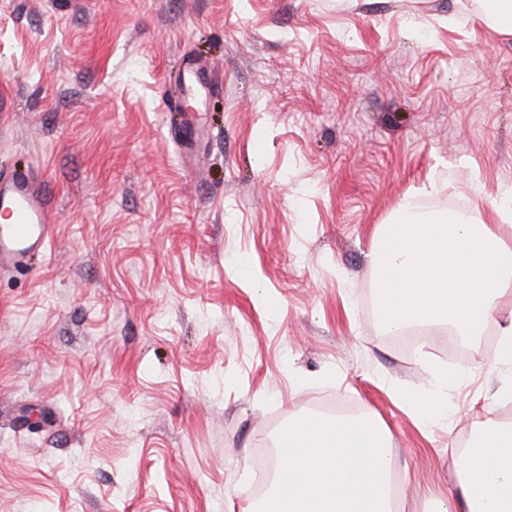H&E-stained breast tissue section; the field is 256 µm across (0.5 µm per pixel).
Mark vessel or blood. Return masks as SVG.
I'll use <instances>...</instances> for the list:
<instances>
[{
	"mask_svg": "<svg viewBox=\"0 0 512 512\" xmlns=\"http://www.w3.org/2000/svg\"><path fill=\"white\" fill-rule=\"evenodd\" d=\"M0 271L26 268L31 253L53 239V215L43 185L26 173L0 174Z\"/></svg>",
	"mask_w": 512,
	"mask_h": 512,
	"instance_id": "1",
	"label": "vessel or blood"
}]
</instances>
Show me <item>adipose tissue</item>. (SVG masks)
Returning <instances> with one entry per match:
<instances>
[{"label":"adipose tissue","instance_id":"adipose-tissue-1","mask_svg":"<svg viewBox=\"0 0 512 512\" xmlns=\"http://www.w3.org/2000/svg\"><path fill=\"white\" fill-rule=\"evenodd\" d=\"M505 202L493 206V219L458 218L455 212L424 217L405 202V219L392 236L378 235L370 257L378 270L377 319L397 332L412 326H446L470 338L495 330L499 343L493 366L506 373L496 397L512 400V314L500 308L512 300V238L502 223L512 218V186ZM432 394L421 415L423 425L446 421L454 409L448 386L465 376L426 367ZM453 485L429 492L426 512H512V421L476 414L462 444L450 449Z\"/></svg>","mask_w":512,"mask_h":512}]
</instances>
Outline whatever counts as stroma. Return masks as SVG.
Masks as SVG:
<instances>
[{
    "label": "stroma",
    "instance_id": "obj_1",
    "mask_svg": "<svg viewBox=\"0 0 512 512\" xmlns=\"http://www.w3.org/2000/svg\"><path fill=\"white\" fill-rule=\"evenodd\" d=\"M482 0H0V172L54 242L0 273V512H226L289 416L380 417L409 498L493 400L492 344L399 345L370 252L400 205L512 185V33ZM196 109H168L183 59ZM470 384L422 430L418 351Z\"/></svg>",
    "mask_w": 512,
    "mask_h": 512
}]
</instances>
